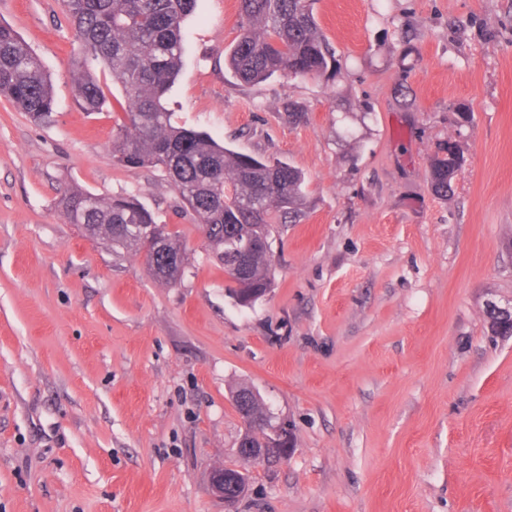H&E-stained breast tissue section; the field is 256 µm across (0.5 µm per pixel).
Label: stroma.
<instances>
[{"mask_svg":"<svg viewBox=\"0 0 512 512\" xmlns=\"http://www.w3.org/2000/svg\"><path fill=\"white\" fill-rule=\"evenodd\" d=\"M313 13L335 69L257 85L224 67L239 0L183 25L174 121L306 178L301 221L272 227L274 286L244 307L166 174L113 162L107 69L103 110L77 107L62 0H0L56 98L41 122L0 98V512H220L222 465L251 476L238 512H512V336L486 318L512 304V0ZM74 183L137 195L182 242L181 281L67 223ZM242 387L293 430L275 466L237 453ZM451 143L452 141H448L442 154H438L431 164L432 187L443 197H448V194L453 191L455 172L461 167L463 161L458 147Z\"/></svg>","mask_w":512,"mask_h":512,"instance_id":"35a3bbf8","label":"stroma"}]
</instances>
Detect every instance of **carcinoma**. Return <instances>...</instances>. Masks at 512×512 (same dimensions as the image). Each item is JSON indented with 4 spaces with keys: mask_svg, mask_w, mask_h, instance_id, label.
<instances>
[{
    "mask_svg": "<svg viewBox=\"0 0 512 512\" xmlns=\"http://www.w3.org/2000/svg\"><path fill=\"white\" fill-rule=\"evenodd\" d=\"M196 0H65L68 19L82 45L71 62L76 100L84 112L100 110L106 97L91 63L100 61L121 87L124 112L112 129V158L126 168L153 167L172 181L202 226H211L207 247L235 288H271L269 250L253 248L243 270L233 267L245 239L271 233L283 218L302 216L305 177L298 168L239 153L205 132L178 126L165 96L182 65L184 20ZM241 33L225 65L241 84L280 73L318 76L336 64L333 48L320 32L312 0H239ZM0 96L30 118L51 114L55 96L38 54L11 27L0 24ZM463 158L449 143L431 164V183L443 197L453 191ZM70 224L86 225L89 236L113 250L145 254L149 273L169 285L170 265L185 254L178 236L163 229L162 248H146L128 231L130 224H154L152 212L136 195L103 198L74 187L58 199ZM239 389L238 413L254 420L268 416L262 399Z\"/></svg>",
    "mask_w": 512,
    "mask_h": 512,
    "instance_id": "cac0c4a2",
    "label": "carcinoma"
}]
</instances>
